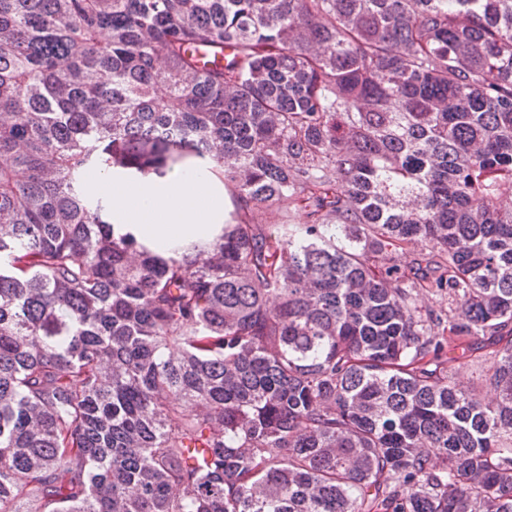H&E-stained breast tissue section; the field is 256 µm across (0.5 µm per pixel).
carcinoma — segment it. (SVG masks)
<instances>
[{
	"instance_id": "carcinoma-1",
	"label": "carcinoma",
	"mask_w": 512,
	"mask_h": 512,
	"mask_svg": "<svg viewBox=\"0 0 512 512\" xmlns=\"http://www.w3.org/2000/svg\"><path fill=\"white\" fill-rule=\"evenodd\" d=\"M0 512H512V0H0ZM98 195L112 198V224L163 256L173 243L207 239L224 224V189L202 164L184 168L176 179L117 171L91 174Z\"/></svg>"
}]
</instances>
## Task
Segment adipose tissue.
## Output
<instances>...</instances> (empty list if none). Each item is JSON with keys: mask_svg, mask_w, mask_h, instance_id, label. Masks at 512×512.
Wrapping results in <instances>:
<instances>
[{"mask_svg": "<svg viewBox=\"0 0 512 512\" xmlns=\"http://www.w3.org/2000/svg\"><path fill=\"white\" fill-rule=\"evenodd\" d=\"M91 181L98 195L111 198L115 229L164 256L173 243L218 234L224 222V189L201 164L174 179L101 171Z\"/></svg>", "mask_w": 512, "mask_h": 512, "instance_id": "1", "label": "adipose tissue"}]
</instances>
